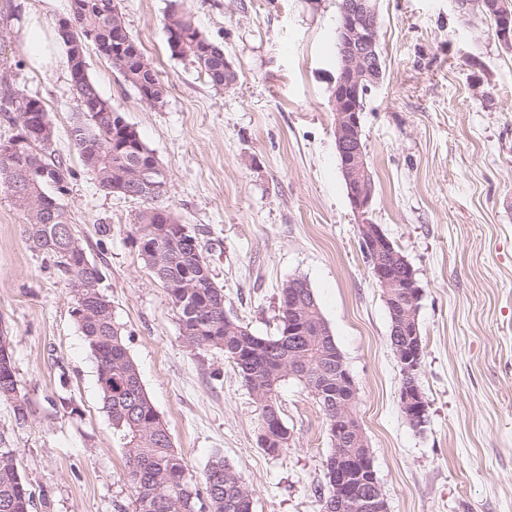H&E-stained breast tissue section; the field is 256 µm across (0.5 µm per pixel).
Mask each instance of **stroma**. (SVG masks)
I'll list each match as a JSON object with an SVG mask.
<instances>
[{"mask_svg": "<svg viewBox=\"0 0 512 512\" xmlns=\"http://www.w3.org/2000/svg\"><path fill=\"white\" fill-rule=\"evenodd\" d=\"M173 1L117 0L168 88L162 106L144 103L92 49L88 72L165 170L157 203L199 238L225 310L254 335H277L281 290L305 278L355 380L388 512H512V50L490 19L460 13L454 0H377L386 74L363 114L367 219L421 289L417 381L428 423L418 431L400 409L389 311L360 250L336 150L340 0H177L236 70L226 90L171 54ZM69 10L70 0H0V76L48 112L49 151L70 170L74 234L101 270L100 291L189 479L202 484L219 454L246 483L252 512H321L315 490L330 440L309 389L281 382L290 442L266 454L247 387L222 351L185 347L167 291L140 255L132 219L145 201L101 190L72 144L81 106L67 56L37 66L25 45L30 23L50 36ZM24 223L0 188V331L32 409L19 425L0 400V437L16 452L34 512H135L74 296L54 258L30 248Z\"/></svg>", "mask_w": 512, "mask_h": 512, "instance_id": "obj_1", "label": "stroma"}]
</instances>
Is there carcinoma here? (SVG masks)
Masks as SVG:
<instances>
[{"instance_id": "cac0c4a2", "label": "carcinoma", "mask_w": 512, "mask_h": 512, "mask_svg": "<svg viewBox=\"0 0 512 512\" xmlns=\"http://www.w3.org/2000/svg\"><path fill=\"white\" fill-rule=\"evenodd\" d=\"M74 26L60 32L67 57L75 44L93 45L96 52L117 66L125 82L151 105L164 103L167 87L151 64L144 59L140 44L127 30L117 12L116 0H70ZM168 46L174 56H189L207 75L213 86L224 85V49L203 37L183 11L173 9L165 20ZM80 100L81 116L70 129V138L86 170L107 193L119 185L121 176L141 173L148 185L137 198L153 201L161 189L150 184H164V174L152 150L141 140L127 145L117 132L116 108L106 107L89 73L71 78ZM0 110L24 115L28 129L17 131L21 143L15 147L0 144V185L20 181L21 194L30 200L24 206L26 223L39 225L41 251L56 259L64 276L85 274L101 279L97 265L80 266L77 251L58 235L61 225H72L62 203L67 192L68 169L61 161H49L45 153L48 137L39 132L52 129L48 113L35 96L8 90L0 97ZM49 208L48 219H41L38 204ZM178 218L162 206H149L135 214L132 223L146 225L159 232ZM142 259L157 279L176 278L191 269L190 288L168 293L178 313L183 343L191 349L215 348L233 364L260 410L266 402L277 400V388L288 376V310L281 311L280 331L273 337L253 335L238 319L224 310V289L215 281L207 260L197 262L174 251L168 241L160 239L156 250L147 251ZM75 301L72 310L81 334L94 356L98 372L97 385L102 407L112 426L122 432L127 458V481L135 512H251V494L240 475L224 457L216 455L208 463L202 486L186 476L183 458L173 448L168 427L160 418L141 382L140 373L128 353L121 328L114 320L112 307L100 305L90 313ZM336 341L332 336H312L302 345L309 366L304 384L323 414L330 416L336 403L348 400L349 388L336 375ZM17 389L16 369L8 340L0 338V399L9 400L4 388ZM33 494L21 474L14 450L0 439V512H33Z\"/></svg>"}]
</instances>
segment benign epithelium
I'll list each match as a JSON object with an SVG mask.
<instances>
[{"label": "benign epithelium", "mask_w": 512, "mask_h": 512, "mask_svg": "<svg viewBox=\"0 0 512 512\" xmlns=\"http://www.w3.org/2000/svg\"><path fill=\"white\" fill-rule=\"evenodd\" d=\"M462 13L490 16L496 21L498 43L512 50V9L508 0H455ZM379 13L377 0H344L336 24L338 76L333 87L335 112L334 135L340 169L345 179L347 197L355 215L364 217L372 204L373 182L368 171L366 154L361 145L364 109L360 99L379 86L385 77L384 63L379 51ZM169 238L179 251L189 257L199 255L197 241L186 236L181 224H170ZM359 234L372 276L382 289L385 304L392 315L390 338L401 366L400 406L406 420L416 429L428 422V405L416 382L421 362V341L414 314L401 311L397 297L416 306L421 289L415 272L405 256L398 253L379 225L362 220ZM97 282L88 276L77 275L71 283L72 292L80 301L92 296L90 289ZM306 282L296 279L288 285V335L307 338L308 329L299 316L301 299L306 294ZM336 443L364 438L355 409L336 405L329 419ZM363 465L373 470L370 451L344 456L336 453L326 466L331 483L328 502L336 512L365 507L371 512H387V504L377 480L352 485L350 470Z\"/></svg>", "instance_id": "1"}]
</instances>
